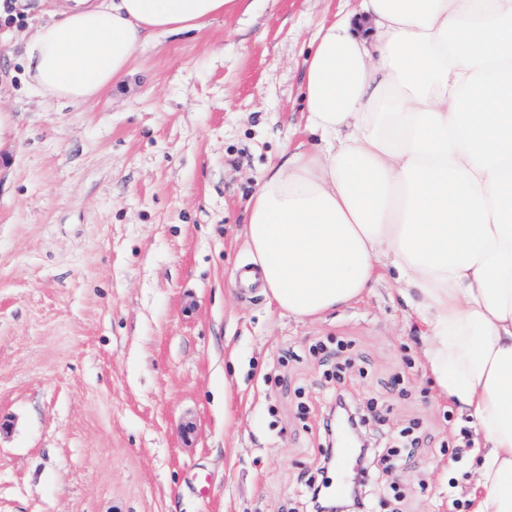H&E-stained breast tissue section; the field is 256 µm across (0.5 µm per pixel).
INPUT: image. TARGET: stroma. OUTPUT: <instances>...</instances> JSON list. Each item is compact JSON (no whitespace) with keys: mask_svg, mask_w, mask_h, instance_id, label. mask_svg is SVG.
Listing matches in <instances>:
<instances>
[{"mask_svg":"<svg viewBox=\"0 0 512 512\" xmlns=\"http://www.w3.org/2000/svg\"><path fill=\"white\" fill-rule=\"evenodd\" d=\"M160 33L84 105L30 88L33 0L0 45V512H306L319 403L344 376L419 434L371 512H472L478 457L387 284L317 320L244 294L246 203L301 141L305 59L358 0H249ZM349 344L335 368L316 345Z\"/></svg>","mask_w":512,"mask_h":512,"instance_id":"obj_1","label":"stroma"}]
</instances>
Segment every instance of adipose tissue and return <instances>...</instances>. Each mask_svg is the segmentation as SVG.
Wrapping results in <instances>:
<instances>
[{"mask_svg": "<svg viewBox=\"0 0 512 512\" xmlns=\"http://www.w3.org/2000/svg\"><path fill=\"white\" fill-rule=\"evenodd\" d=\"M242 0H58L25 65L85 103L154 31L203 30ZM307 62L308 149L284 148L244 237L271 304L318 319L385 274L423 327L441 391L482 460L473 512H512V0H361Z\"/></svg>", "mask_w": 512, "mask_h": 512, "instance_id": "obj_1", "label": "adipose tissue"}]
</instances>
